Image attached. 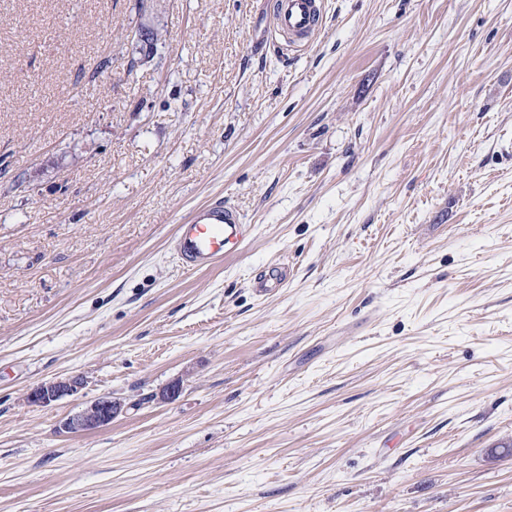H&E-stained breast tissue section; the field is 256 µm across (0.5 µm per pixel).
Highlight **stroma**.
I'll list each match as a JSON object with an SVG mask.
<instances>
[{
  "label": "stroma",
  "instance_id": "obj_1",
  "mask_svg": "<svg viewBox=\"0 0 512 512\" xmlns=\"http://www.w3.org/2000/svg\"><path fill=\"white\" fill-rule=\"evenodd\" d=\"M273 5L0 0V512H512V0ZM275 32L288 45H307L322 27L320 0H276ZM250 232V224L231 205L217 200L194 210L175 235V251L188 268L215 265L239 250ZM287 278L288 267L283 264H272L267 266L264 274L254 282V288L259 294H270L277 288H282ZM80 377H67L41 383L27 394L28 402L34 405H48L64 396L72 395L82 388ZM124 410V404L111 396L98 398L80 412L67 417L59 431L67 434L91 432L112 423Z\"/></svg>",
  "mask_w": 512,
  "mask_h": 512
}]
</instances>
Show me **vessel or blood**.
<instances>
[{
	"mask_svg": "<svg viewBox=\"0 0 512 512\" xmlns=\"http://www.w3.org/2000/svg\"><path fill=\"white\" fill-rule=\"evenodd\" d=\"M275 32L290 45L308 44L322 27L321 0H276ZM250 232L241 214L231 205L215 201L194 210L175 235V251L192 269L207 268L239 250ZM288 278L282 264L267 266L254 283L256 292H275Z\"/></svg>",
	"mask_w": 512,
	"mask_h": 512,
	"instance_id": "vessel-or-blood-1",
	"label": "vessel or blood"
}]
</instances>
